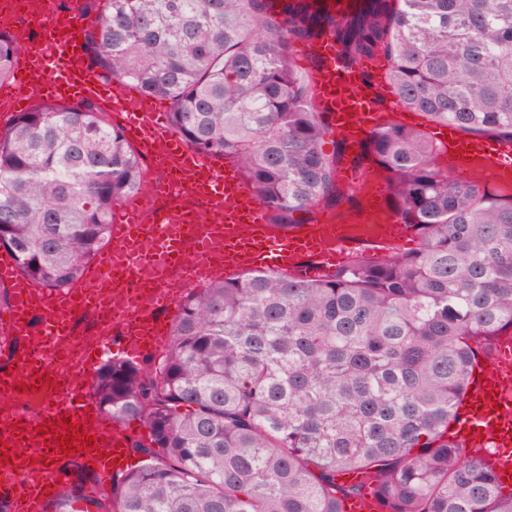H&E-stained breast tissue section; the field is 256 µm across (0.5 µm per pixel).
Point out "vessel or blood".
<instances>
[{"label":"vessel or blood","mask_w":512,"mask_h":512,"mask_svg":"<svg viewBox=\"0 0 512 512\" xmlns=\"http://www.w3.org/2000/svg\"><path fill=\"white\" fill-rule=\"evenodd\" d=\"M38 51L22 54L12 84L0 86L16 112L28 111L32 93L61 102L97 103L118 115L125 135L136 141L160 171L157 192L163 200L150 221H143L139 207L115 212L112 237L115 245L102 255L85 284L49 293L20 278L15 261L0 255V281L13 290L11 321L17 332H37L45 341L23 347L15 372L0 375V397L22 390L41 396L40 413L32 416L15 411L0 424V492L11 495L15 512H40L45 501L61 487L60 474L52 463L63 460L59 437L74 436L80 460L90 462L102 478L124 471L133 452L135 436L126 426H115L90 397L93 369L114 345L109 340L90 347L84 358L82 382L72 381L53 346L71 332V313L85 308L89 284L111 279L123 297V309L112 324L118 329L117 346L134 360L152 354L171 332V324L156 311L175 303L162 273L179 267L185 273L183 289L202 286L220 275L253 268L263 259L272 271L317 277L332 271L336 253L342 252L348 227L308 224L296 233L277 236L268 222L265 207L255 198L232 168L194 150L168 125L158 102L128 93L121 81L103 79L90 67L83 45L84 18L71 9L69 34L59 36L56 16L33 17ZM319 58L314 83L320 111L329 114L338 133L357 143L389 123L390 112L402 111L398 100L383 102L382 85L366 84L361 70L345 65L344 55L332 38L315 44ZM448 166L456 171L481 168L503 183L512 182V140L449 135L441 145ZM189 170L202 197L199 208L182 225H175L173 211L183 192L181 170ZM224 217V261L210 257L211 226L206 214ZM406 225L372 226L364 242L372 252L389 251L396 238L408 235ZM151 289L156 311L143 310L138 297ZM492 369L471 377L464 397V416L454 432L464 445L485 451L497 483L512 488V339L496 343ZM91 446H84V439ZM340 483L360 486L359 494L343 500V512H380L374 485L357 471L340 473Z\"/></svg>","instance_id":"1"}]
</instances>
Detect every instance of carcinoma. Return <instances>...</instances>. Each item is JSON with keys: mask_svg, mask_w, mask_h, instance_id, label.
I'll return each instance as SVG.
<instances>
[{"mask_svg": "<svg viewBox=\"0 0 512 512\" xmlns=\"http://www.w3.org/2000/svg\"><path fill=\"white\" fill-rule=\"evenodd\" d=\"M340 18L345 62L380 53L411 111L469 136L512 138V0H395ZM311 34L266 0H106L90 62L164 98L194 149L237 166L279 226L338 197L336 156L292 47ZM19 53L0 31V81ZM396 214L419 247L347 262L323 279L252 270L190 292L150 370L108 360L103 412L140 420L141 464L97 512H512L486 456L448 437L472 367L512 332V195L448 177L439 146L391 123L372 135ZM143 169L89 105L44 103L0 131V248L45 289L68 288L110 240L113 203ZM339 482L346 485H363L359 494L342 501L343 512H379L382 507L375 493V486L358 471L350 470L339 474Z\"/></svg>", "mask_w": 512, "mask_h": 512, "instance_id": "cac0c4a2", "label": "carcinoma"}]
</instances>
